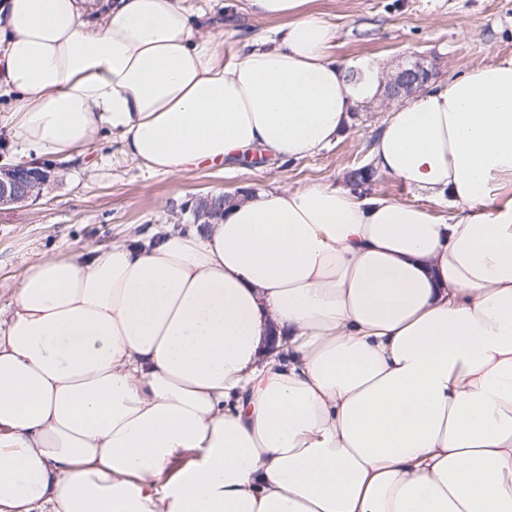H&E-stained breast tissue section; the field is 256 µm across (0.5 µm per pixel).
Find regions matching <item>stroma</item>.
<instances>
[{
  "label": "stroma",
  "instance_id": "stroma-1",
  "mask_svg": "<svg viewBox=\"0 0 512 512\" xmlns=\"http://www.w3.org/2000/svg\"><path fill=\"white\" fill-rule=\"evenodd\" d=\"M226 33L225 57L268 29L245 0H189ZM336 29L333 54L397 64L417 55L435 80L448 82L480 63L512 59V0H318ZM394 103L386 98L354 112L338 140L300 160L251 163L249 153L224 165H202L171 177L152 174L104 138L75 163H53L54 176L36 203L0 209V304L42 255H72L139 234L190 228L196 198L260 191L280 184L345 186L346 174L371 162L375 133Z\"/></svg>",
  "mask_w": 512,
  "mask_h": 512
}]
</instances>
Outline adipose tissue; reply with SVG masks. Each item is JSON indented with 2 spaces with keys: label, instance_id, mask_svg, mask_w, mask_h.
Wrapping results in <instances>:
<instances>
[{
  "label": "adipose tissue",
  "instance_id": "adipose-tissue-1",
  "mask_svg": "<svg viewBox=\"0 0 512 512\" xmlns=\"http://www.w3.org/2000/svg\"><path fill=\"white\" fill-rule=\"evenodd\" d=\"M313 2L247 0L269 27L228 62L186 0H0L20 152L327 147L385 70ZM372 163L417 201L273 185L34 261L0 305V512H512V59L426 83Z\"/></svg>",
  "mask_w": 512,
  "mask_h": 512
}]
</instances>
